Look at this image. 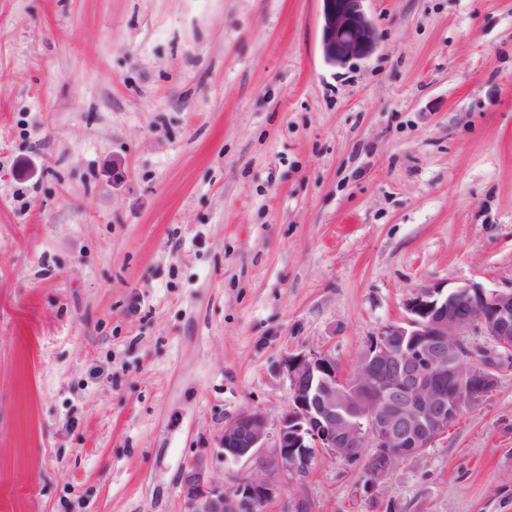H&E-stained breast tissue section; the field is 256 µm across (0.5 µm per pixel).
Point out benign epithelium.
<instances>
[{
    "instance_id": "7a95c632",
    "label": "benign epithelium",
    "mask_w": 512,
    "mask_h": 512,
    "mask_svg": "<svg viewBox=\"0 0 512 512\" xmlns=\"http://www.w3.org/2000/svg\"><path fill=\"white\" fill-rule=\"evenodd\" d=\"M323 50L342 67L369 56L378 35L366 0H323ZM406 315L366 341L353 373L344 375L325 353L286 356L288 408L271 420L249 408L224 424L216 455L242 462L246 473L232 486L208 475L205 457L182 470L183 512H319L306 483L323 459L354 464L365 458L364 490L373 500L400 461L424 451L448 432L462 412L498 384L489 355L466 336H485L497 355L512 359V288L477 282L418 287ZM293 488L285 498L283 490Z\"/></svg>"
}]
</instances>
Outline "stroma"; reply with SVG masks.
I'll use <instances>...</instances> for the list:
<instances>
[{
    "label": "stroma",
    "mask_w": 512,
    "mask_h": 512,
    "mask_svg": "<svg viewBox=\"0 0 512 512\" xmlns=\"http://www.w3.org/2000/svg\"><path fill=\"white\" fill-rule=\"evenodd\" d=\"M0 0V512H182L285 355L342 373L425 283L512 288V0ZM385 483L512 512V366ZM320 462V512H378ZM367 0H323V50L332 65L342 67L369 56L378 35L364 8Z\"/></svg>",
    "instance_id": "1"
}]
</instances>
